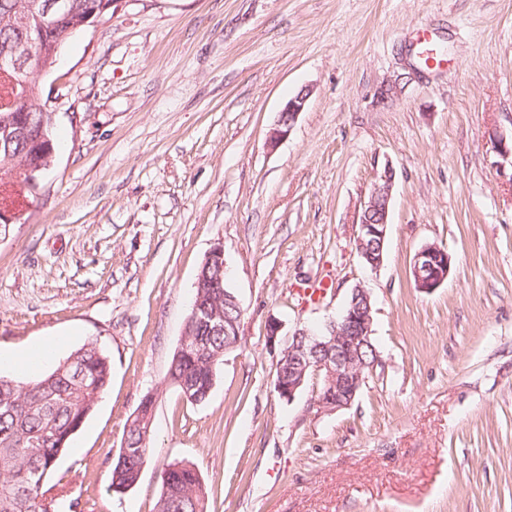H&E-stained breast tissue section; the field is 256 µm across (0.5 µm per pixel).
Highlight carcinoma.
I'll list each match as a JSON object with an SVG mask.
<instances>
[{"mask_svg":"<svg viewBox=\"0 0 512 512\" xmlns=\"http://www.w3.org/2000/svg\"><path fill=\"white\" fill-rule=\"evenodd\" d=\"M32 0H0V53L22 43L24 29L18 20L33 17ZM44 126L40 139L14 136L6 132L4 113L0 112V173L19 166L41 168L53 163V116L50 112H31ZM194 298L201 307L224 314V289L197 288ZM190 334L200 344L185 354L174 351L165 382L191 404L206 402L215 385L224 360L226 336L205 322L197 321ZM73 366L60 362L34 380L19 385L0 375V512H54L57 501L47 498L40 483L50 475L58 458L78 432V425L95 408L111 381L109 356L94 342L83 344L72 353ZM127 447L150 454L149 440L139 426H125ZM115 465L111 486L121 492L135 481V467ZM156 512H208V495L198 470L189 463L172 462L163 470Z\"/></svg>","mask_w":512,"mask_h":512,"instance_id":"cac0c4a2","label":"carcinoma"}]
</instances>
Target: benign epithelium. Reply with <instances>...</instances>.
Here are the masks:
<instances>
[{
    "instance_id": "obj_1",
    "label": "benign epithelium",
    "mask_w": 512,
    "mask_h": 512,
    "mask_svg": "<svg viewBox=\"0 0 512 512\" xmlns=\"http://www.w3.org/2000/svg\"><path fill=\"white\" fill-rule=\"evenodd\" d=\"M33 11L38 24L34 28H26L28 39L24 48L0 54V74L8 78L14 88L12 101L5 106L9 112H28L33 104L39 111H47L46 106L34 98L32 90L33 78L47 68L42 56L35 53V48L42 38L58 36L57 20L67 14V5L61 0H38ZM310 96L311 89L305 86L284 103L268 133V148H276L289 135ZM393 182V169L384 168L358 216L355 248L365 265L374 271L383 264L386 252ZM451 261L447 251L436 245L421 247L410 265L416 288L430 294L441 287L448 278ZM198 319L214 325L217 330L229 326L234 328L242 319V309L237 298L226 292L224 316L196 306L187 322ZM372 322L371 295L360 286L352 289L341 313L328 322L325 332L315 334L306 327L295 328L288 334L287 347L281 350V359L276 364V392L291 402L310 379L318 378L321 385L315 402L319 408L335 411L350 406L379 364L378 354H373L370 361L362 355L363 348L370 346ZM283 330L284 324L280 319L272 317L267 321L269 349L274 350L282 344Z\"/></svg>"
}]
</instances>
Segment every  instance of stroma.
<instances>
[{"label":"stroma","mask_w":512,"mask_h":512,"mask_svg":"<svg viewBox=\"0 0 512 512\" xmlns=\"http://www.w3.org/2000/svg\"><path fill=\"white\" fill-rule=\"evenodd\" d=\"M447 45L412 71L421 35ZM54 166L0 234V375L27 382L87 342L112 380L48 480L61 512H154L193 464L210 512H512V0H117L38 77ZM395 86L388 105L380 86ZM312 94L268 149L279 110ZM395 173L366 268L362 202ZM452 257L419 292L424 245ZM223 245L243 317L207 403L165 384L196 276ZM318 303L298 291L320 280ZM381 359L351 406L274 390L265 324L319 327L356 286ZM156 398L138 483H110L124 425ZM394 171L385 167L374 183L358 216L355 248L362 262L371 270H378L384 261L387 226L394 182ZM451 261V256L439 246L430 244L421 247L410 265L416 288L427 294L440 288L448 278Z\"/></svg>","instance_id":"1"}]
</instances>
